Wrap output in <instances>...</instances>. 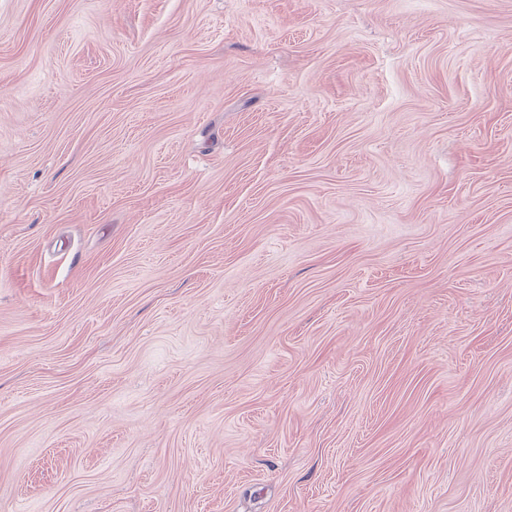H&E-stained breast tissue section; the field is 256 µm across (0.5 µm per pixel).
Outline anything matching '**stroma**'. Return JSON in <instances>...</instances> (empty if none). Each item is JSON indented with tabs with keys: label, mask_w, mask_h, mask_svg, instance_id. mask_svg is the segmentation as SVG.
Returning a JSON list of instances; mask_svg holds the SVG:
<instances>
[{
	"label": "stroma",
	"mask_w": 512,
	"mask_h": 512,
	"mask_svg": "<svg viewBox=\"0 0 512 512\" xmlns=\"http://www.w3.org/2000/svg\"><path fill=\"white\" fill-rule=\"evenodd\" d=\"M0 512H512V0H0Z\"/></svg>",
	"instance_id": "35a3bbf8"
}]
</instances>
